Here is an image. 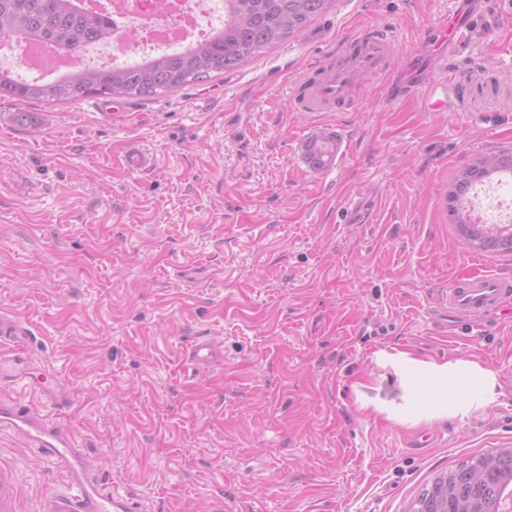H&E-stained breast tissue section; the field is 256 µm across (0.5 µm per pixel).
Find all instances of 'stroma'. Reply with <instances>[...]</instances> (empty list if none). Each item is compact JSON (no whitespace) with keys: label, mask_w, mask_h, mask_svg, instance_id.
Masks as SVG:
<instances>
[{"label":"stroma","mask_w":512,"mask_h":512,"mask_svg":"<svg viewBox=\"0 0 512 512\" xmlns=\"http://www.w3.org/2000/svg\"><path fill=\"white\" fill-rule=\"evenodd\" d=\"M455 0H333L236 71L153 97L0 99V310L73 403L92 469L154 512H412L436 475L512 448V314L456 317L450 281L512 277L466 249L446 201L478 155L512 148V0H471L469 37L430 34ZM373 23L391 74L431 83L352 112H299L298 80ZM15 112H31L19 124ZM339 144L309 167L304 144ZM208 336L223 364L196 370ZM462 360L492 383L419 419L395 361ZM21 506L61 476L0 431ZM305 157L314 169L325 168L333 163L336 157V141L332 136L321 134L306 143Z\"/></svg>","instance_id":"stroma-1"}]
</instances>
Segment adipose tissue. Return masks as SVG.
I'll list each match as a JSON object with an SVG mask.
<instances>
[{
	"instance_id": "1",
	"label": "adipose tissue",
	"mask_w": 512,
	"mask_h": 512,
	"mask_svg": "<svg viewBox=\"0 0 512 512\" xmlns=\"http://www.w3.org/2000/svg\"><path fill=\"white\" fill-rule=\"evenodd\" d=\"M410 369L421 382L420 410L429 420L460 413L465 400L485 393L490 385L486 370L464 361L444 364L415 361Z\"/></svg>"
}]
</instances>
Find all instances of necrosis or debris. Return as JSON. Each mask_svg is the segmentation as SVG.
I'll list each match as a JSON object with an SVG mask.
<instances>
[{
    "instance_id": "4bbe7bcc",
    "label": "necrosis or debris",
    "mask_w": 512,
    "mask_h": 512,
    "mask_svg": "<svg viewBox=\"0 0 512 512\" xmlns=\"http://www.w3.org/2000/svg\"><path fill=\"white\" fill-rule=\"evenodd\" d=\"M112 10L111 41L72 55L43 47L41 62L30 59V42L0 38V69L15 77L54 79L72 68L109 67L178 53L218 28L223 0H107Z\"/></svg>"
}]
</instances>
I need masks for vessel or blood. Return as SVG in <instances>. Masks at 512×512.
<instances>
[{"instance_id":"1","label":"vessel or blood","mask_w":512,"mask_h":512,"mask_svg":"<svg viewBox=\"0 0 512 512\" xmlns=\"http://www.w3.org/2000/svg\"><path fill=\"white\" fill-rule=\"evenodd\" d=\"M466 13L449 17L434 29L435 44L442 49L466 37ZM391 27L375 24L346 41L331 60L314 66L299 82L296 105L304 112H347L359 99L356 88L361 78H384L393 50ZM512 303V278L474 273L454 280L448 287V308L462 317H474ZM34 333L18 316L0 311V387L23 383L29 393L25 400L0 398V430L20 437L50 467L66 480L63 491L45 498L38 512H152L143 498L112 489L91 469L87 450L73 429L61 423L56 411L69 406L71 396L54 371L36 366L30 351ZM224 358L210 339L196 341L188 359L205 368ZM49 399L52 408L39 407ZM0 512H19V488L14 467L0 463Z\"/></svg>"}]
</instances>
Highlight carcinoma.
<instances>
[{"label":"carcinoma","instance_id":"1","mask_svg":"<svg viewBox=\"0 0 512 512\" xmlns=\"http://www.w3.org/2000/svg\"><path fill=\"white\" fill-rule=\"evenodd\" d=\"M331 0H224L223 27L189 49L149 62L100 69H76L53 81L20 82L0 71V98L64 102L84 95L110 99L172 92L233 71L269 46L306 30L324 15ZM112 37V19L91 20L78 0H0V38L39 42L75 52ZM305 157L315 169L336 157V141L321 134L306 143ZM484 168L461 169L449 186L448 210L462 229L461 202L475 184L512 174V150L480 155ZM479 512H512V448L474 456L434 478L415 502L416 512H458L463 505Z\"/></svg>","mask_w":512,"mask_h":512}]
</instances>
